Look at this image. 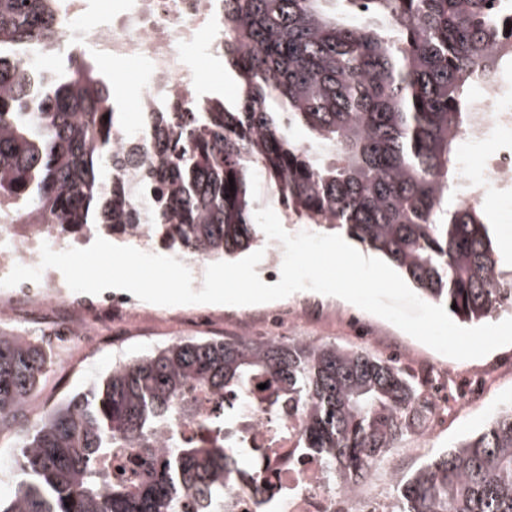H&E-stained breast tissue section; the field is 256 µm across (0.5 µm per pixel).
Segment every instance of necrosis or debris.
Here are the masks:
<instances>
[{
    "mask_svg": "<svg viewBox=\"0 0 512 512\" xmlns=\"http://www.w3.org/2000/svg\"><path fill=\"white\" fill-rule=\"evenodd\" d=\"M221 17L219 0H125L111 20L73 31L78 50L106 54L123 61L145 63L143 89L135 101L138 111L159 112L170 103L201 96L200 69L217 53ZM473 118L463 140L486 144L512 127V101L501 86L485 89L474 100ZM458 187L471 204L488 193L512 195V146L493 151L480 173L459 165ZM40 248L17 225H0V278L14 265L33 266ZM67 288L54 270L40 281H25L0 290V313L13 314L16 296L30 306L47 309L60 302ZM300 420L272 412L267 405L244 404L226 448L262 449L266 470L258 476L226 475V495L233 512H393L391 500L365 485L346 492L323 468L321 460L299 440Z\"/></svg>",
    "mask_w": 512,
    "mask_h": 512,
    "instance_id": "1",
    "label": "necrosis or debris"
}]
</instances>
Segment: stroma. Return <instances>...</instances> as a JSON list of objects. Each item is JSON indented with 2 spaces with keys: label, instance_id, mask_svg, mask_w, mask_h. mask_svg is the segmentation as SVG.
Listing matches in <instances>:
<instances>
[{
  "label": "stroma",
  "instance_id": "35a3bbf8",
  "mask_svg": "<svg viewBox=\"0 0 512 512\" xmlns=\"http://www.w3.org/2000/svg\"><path fill=\"white\" fill-rule=\"evenodd\" d=\"M90 62L119 98L127 128L138 131L141 116L132 101L143 82V66L99 54L91 56ZM150 310V317L139 319L117 308L111 317L93 322L85 316L79 298L73 293L51 308L53 318L65 319L72 329L86 330L93 341L80 361L54 357L30 403L29 423H36L43 412L69 395L87 391L115 361L139 357L180 339H258L270 335L285 322L289 311L299 314L303 335L343 347H359V328L369 327L376 336L370 352L395 360L420 381L434 382L443 374H451L453 381L436 409L437 417L446 421L441 431L423 447L414 446L409 440L401 442L388 453L382 466L372 472L369 481L385 498H395L397 479L440 450L480 430L498 407L512 402V344L477 359L456 360L336 296L300 291L268 304L237 310L213 304H154Z\"/></svg>",
  "mask_w": 512,
  "mask_h": 512
}]
</instances>
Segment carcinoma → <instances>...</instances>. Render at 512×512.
<instances>
[{
  "label": "carcinoma",
  "mask_w": 512,
  "mask_h": 512,
  "mask_svg": "<svg viewBox=\"0 0 512 512\" xmlns=\"http://www.w3.org/2000/svg\"><path fill=\"white\" fill-rule=\"evenodd\" d=\"M59 0H0V215L46 237L106 232L182 257L259 246L250 190L390 263L465 324L512 306L488 225L461 197L455 148L478 79L512 62V0H222L224 72L240 98L150 112L144 147L87 64H19L63 51ZM141 176L131 180L126 170ZM234 184H229V179ZM457 308H452V304ZM52 364L0 332V433H22L0 512H188L224 499L259 454L217 439L161 448L160 427L215 396L267 384L302 417L303 446L356 489L435 413L424 384L365 349L290 337L181 339L112 364L24 430ZM136 463L112 480V457ZM394 512H512V405L402 477Z\"/></svg>",
  "instance_id": "cac0c4a2"
}]
</instances>
